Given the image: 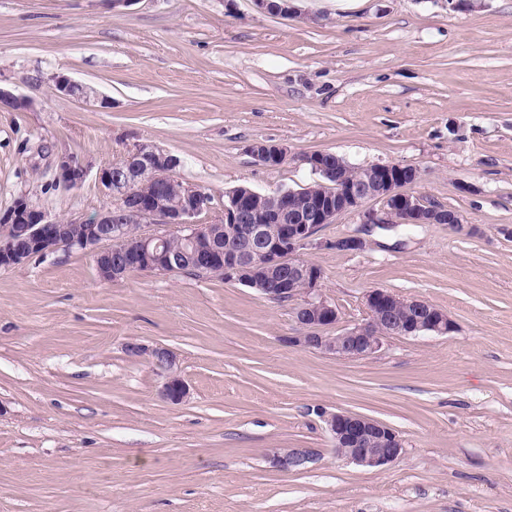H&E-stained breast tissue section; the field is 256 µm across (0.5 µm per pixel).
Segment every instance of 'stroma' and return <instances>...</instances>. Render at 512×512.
<instances>
[{
  "label": "stroma",
  "instance_id": "1",
  "mask_svg": "<svg viewBox=\"0 0 512 512\" xmlns=\"http://www.w3.org/2000/svg\"><path fill=\"white\" fill-rule=\"evenodd\" d=\"M0 0V214L19 195L53 217L109 203L94 172L150 142L213 196L299 189L304 156L416 167L411 192L462 226L384 228L339 215L302 255L341 325L373 288L448 312L446 336H391L339 360L289 345L291 303L237 282L134 273L90 254L0 268V512H512V0ZM95 87L88 105L58 76ZM288 147L256 164L254 141ZM92 169L55 182L58 156ZM363 237L364 251L330 240ZM174 350L178 404L129 344ZM395 430L405 453L337 456L323 413ZM271 448H313L281 471Z\"/></svg>",
  "mask_w": 512,
  "mask_h": 512
}]
</instances>
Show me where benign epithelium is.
<instances>
[{
	"mask_svg": "<svg viewBox=\"0 0 512 512\" xmlns=\"http://www.w3.org/2000/svg\"><path fill=\"white\" fill-rule=\"evenodd\" d=\"M267 13L293 14L291 0H255ZM57 90L75 99H98L96 90L67 77L56 79ZM249 153L262 166L278 167L288 161V147L269 141H254ZM324 154L306 157L304 162L319 174L328 193L308 199L293 214L288 209L267 215V224H253L250 198L260 192L240 186L227 192L224 218L204 222L201 216L211 211L203 205L202 189L181 185L179 198L170 199L163 188L174 178L179 159L150 143L133 150L96 173L98 184L109 197V204L92 219L70 218L61 221L20 196L0 215V267L10 268L34 258H45L61 249L77 250L93 257L100 279L121 280L133 272H151L158 267L181 273L178 255L160 250L171 237L185 239V251L194 261V271L203 279H226L259 290L268 299L293 304V318L301 329L287 342L316 350L341 360H362L378 353L390 336H443L455 328L448 313L419 298H405L387 289H373L364 295L365 318L351 327L336 330V335L315 332L340 321V311L319 288L321 273L298 252L314 244L319 229L343 213H356L364 224H455L458 216L429 203L406 190L410 182L408 167L376 164L364 169L355 180L342 182L336 172L323 163ZM89 168L81 158L62 154L56 161V179L65 187L80 186ZM152 185L158 192L142 201L135 188ZM380 200L384 209L377 212L365 204ZM137 227L135 243L123 250L125 225ZM327 246L343 251H361L366 247L357 236L339 238ZM406 312L408 320L399 317ZM135 355L145 354L164 382L163 399L178 404L189 388L178 370L177 354L168 348H148L132 343ZM326 429L336 454L360 466L381 469L399 460L405 448L400 436L388 425L368 416L351 412L325 415ZM309 448H271L268 458L282 471H299L313 460Z\"/></svg>",
	"mask_w": 512,
	"mask_h": 512,
	"instance_id": "7a95c632",
	"label": "benign epithelium"
}]
</instances>
